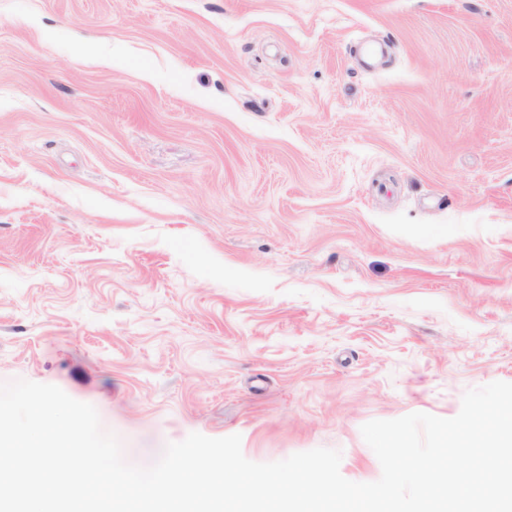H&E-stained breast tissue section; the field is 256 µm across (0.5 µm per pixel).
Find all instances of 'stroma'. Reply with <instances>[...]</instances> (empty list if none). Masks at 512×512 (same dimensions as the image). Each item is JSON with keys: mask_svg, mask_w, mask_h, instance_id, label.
<instances>
[{"mask_svg": "<svg viewBox=\"0 0 512 512\" xmlns=\"http://www.w3.org/2000/svg\"><path fill=\"white\" fill-rule=\"evenodd\" d=\"M148 467L512 382V0H0V382Z\"/></svg>", "mask_w": 512, "mask_h": 512, "instance_id": "1", "label": "stroma"}]
</instances>
